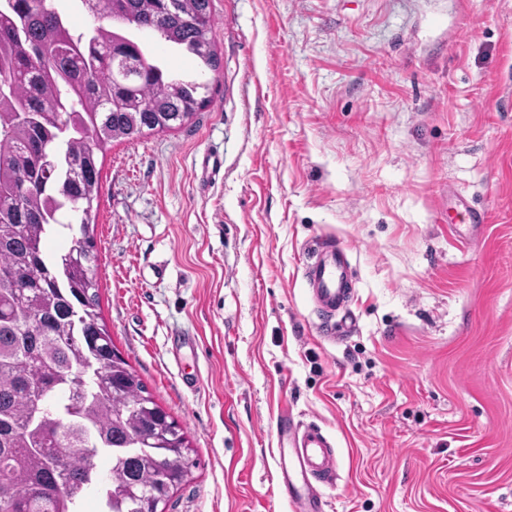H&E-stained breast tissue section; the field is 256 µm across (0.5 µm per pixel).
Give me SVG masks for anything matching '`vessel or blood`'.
<instances>
[{"label":"vessel or blood","instance_id":"obj_1","mask_svg":"<svg viewBox=\"0 0 512 512\" xmlns=\"http://www.w3.org/2000/svg\"><path fill=\"white\" fill-rule=\"evenodd\" d=\"M349 264L347 246L334 244L316 252L305 269L308 291L326 316L347 311L352 300ZM278 436V468L295 512H326L322 488L336 479L333 439L317 425H298L285 417L278 425Z\"/></svg>","mask_w":512,"mask_h":512}]
</instances>
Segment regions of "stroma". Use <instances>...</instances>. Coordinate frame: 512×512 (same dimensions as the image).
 Segmentation results:
<instances>
[{
    "label": "stroma",
    "instance_id": "stroma-1",
    "mask_svg": "<svg viewBox=\"0 0 512 512\" xmlns=\"http://www.w3.org/2000/svg\"><path fill=\"white\" fill-rule=\"evenodd\" d=\"M211 17L208 105L112 144L90 226L112 342L197 462L165 512H294L286 410L336 442L327 512H512V0ZM322 242L351 249L333 342Z\"/></svg>",
    "mask_w": 512,
    "mask_h": 512
}]
</instances>
